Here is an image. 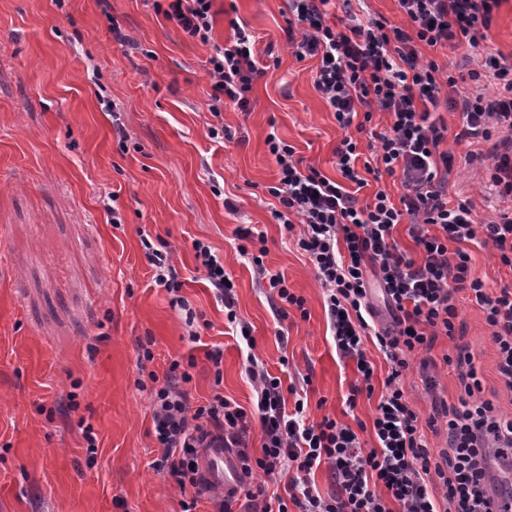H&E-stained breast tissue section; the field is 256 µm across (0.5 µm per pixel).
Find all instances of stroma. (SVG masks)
I'll return each mask as SVG.
<instances>
[{"label": "stroma", "instance_id": "obj_1", "mask_svg": "<svg viewBox=\"0 0 512 512\" xmlns=\"http://www.w3.org/2000/svg\"><path fill=\"white\" fill-rule=\"evenodd\" d=\"M283 7L215 0L213 42L204 45L156 14L152 0H0V512H181L180 489L154 468L163 454L152 431L154 378L176 360L191 367L192 405L218 392L247 410L255 399L240 340L196 269L197 240L223 260L256 357L283 383L309 376L311 419L371 424L376 399L346 409L355 364L337 355L323 287L271 215L279 203L267 188L278 175L267 135L333 179L343 136L313 88L314 60L296 61L286 46ZM235 19L253 32L267 71L247 112L225 107L236 136L217 142L208 136L209 57ZM116 26L124 43L112 36ZM442 116L456 168L448 195L469 197L485 217L490 189L465 161L469 144L455 138L461 115ZM228 198L237 213L225 210ZM243 225L264 233L265 266L284 275L305 311L276 316L268 286L237 251ZM146 234L169 243L185 308L156 285ZM465 249L490 288L512 282L492 248ZM457 307L461 331L438 335L429 352L437 396L457 402L458 371L443 358L463 347L485 395L512 416L479 310L464 293ZM215 348L218 369L206 356ZM146 349L153 358L143 364Z\"/></svg>", "mask_w": 512, "mask_h": 512}]
</instances>
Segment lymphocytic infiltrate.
I'll use <instances>...</instances> for the list:
<instances>
[{
  "instance_id": "f902f5d3",
  "label": "lymphocytic infiltrate",
  "mask_w": 512,
  "mask_h": 512,
  "mask_svg": "<svg viewBox=\"0 0 512 512\" xmlns=\"http://www.w3.org/2000/svg\"><path fill=\"white\" fill-rule=\"evenodd\" d=\"M214 0H154L156 13L174 22L189 37L213 45ZM288 15L287 47L297 60L316 59L313 87L334 114L344 136L335 149L338 179L304 165L294 146L268 134L265 143L278 168L267 192L279 209L272 215L313 266L323 287L327 326L340 358L354 361L358 379L346 399L355 408L361 394H377L363 443L348 425L325 417L311 420L308 403L287 404L283 382L259 363L247 324L237 321L234 283L208 244L193 249L229 324L238 325L249 350L246 374L256 393L252 410L215 393L207 404L191 406L185 389L189 372L172 362L163 384L151 394L153 434L163 450L156 466L180 489L201 484L198 457L210 434L242 449L250 422L261 430V453H244L246 475L285 472V499L265 502L263 485L250 487L249 501L260 512H512V491L491 494V457L512 453V418H504L491 400L481 398L482 381L473 356L459 350L461 395L457 403L433 400V410L447 428V446L432 456L417 413L408 400L404 376L412 354L430 349L438 335L454 336L459 316L456 297L467 293L490 330L496 351V374L512 392V284L491 291L471 273L464 243L492 246L502 265L512 268V56L488 54L469 70L470 87L432 60L421 46H463L480 50L491 31L499 0H398L403 22L376 17H347L343 28L328 22L335 0H284ZM229 44L214 47L209 58L213 94L211 139L228 140L225 104L247 110L254 84L264 66L255 57V39L247 27L233 23ZM452 88L450 108L462 116V139L469 142L468 163L482 165L497 201L491 216L477 219L469 198L448 197L453 156L444 147L448 126L439 116L442 87ZM389 116L386 125H371L374 113ZM369 133L376 147L362 157L356 133ZM399 180L403 193L392 200L383 177ZM377 181L370 202L357 192ZM419 249L410 255L394 236L398 224ZM238 251L250 258L267 280L275 313L304 309L284 275L264 265L263 234L237 230ZM142 245L173 305H182L183 286L171 263L168 244ZM381 291L388 320L373 304ZM372 341L387 363L382 389L373 385L374 365L364 343ZM326 467L335 492L321 495L314 475Z\"/></svg>"
}]
</instances>
